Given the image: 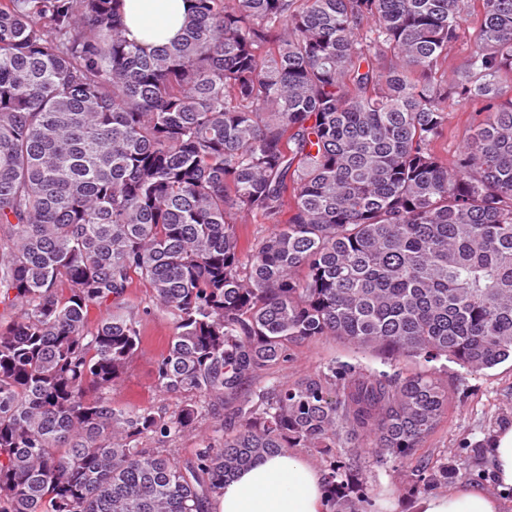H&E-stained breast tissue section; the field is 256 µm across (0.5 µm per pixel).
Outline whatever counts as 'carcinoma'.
I'll use <instances>...</instances> for the list:
<instances>
[{
    "label": "carcinoma",
    "mask_w": 512,
    "mask_h": 512,
    "mask_svg": "<svg viewBox=\"0 0 512 512\" xmlns=\"http://www.w3.org/2000/svg\"><path fill=\"white\" fill-rule=\"evenodd\" d=\"M122 2L0 0V512H213L297 447L327 458L330 512H363L339 448L423 493L463 476L415 457L448 413L429 370L243 385L324 337L512 359V0H482L443 84L468 0H192L160 47ZM452 96L480 120L448 162ZM251 217L277 228L246 243ZM136 280L152 305L125 304ZM156 308L155 388L194 401L117 406Z\"/></svg>",
    "instance_id": "carcinoma-1"
}]
</instances>
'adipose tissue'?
<instances>
[{
	"label": "adipose tissue",
	"mask_w": 512,
	"mask_h": 512,
	"mask_svg": "<svg viewBox=\"0 0 512 512\" xmlns=\"http://www.w3.org/2000/svg\"><path fill=\"white\" fill-rule=\"evenodd\" d=\"M188 0H124L122 22L128 39L160 46L183 32ZM215 512H327L320 472L301 456L266 457L228 482ZM413 512H498L495 496L470 484L446 493L420 495Z\"/></svg>",
	"instance_id": "adipose-tissue-1"
}]
</instances>
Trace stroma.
Returning <instances> with one entry per match:
<instances>
[{
  "label": "stroma",
  "mask_w": 512,
  "mask_h": 512,
  "mask_svg": "<svg viewBox=\"0 0 512 512\" xmlns=\"http://www.w3.org/2000/svg\"><path fill=\"white\" fill-rule=\"evenodd\" d=\"M478 119L472 105L449 103L448 129L437 144L442 158L453 159L469 139ZM146 338L143 354L130 363L121 386L112 399L118 405H144L172 409L186 403L183 395H162L154 387L155 362L173 334L172 324L162 311H154L141 322ZM348 364L373 373H407L412 363L392 359L380 352L364 350L332 338L308 341L293 349L287 362L261 372L255 384H293L308 374L331 365ZM436 377L448 387V414L419 448L424 458L448 457L464 461L470 481L482 484L497 496L499 512H512V494L501 495L487 469L489 442L501 429L512 426V361L472 373L456 361L442 358L433 364ZM352 474L362 480L357 495L366 499V512H410L416 494L410 478L391 465L377 464L369 453L349 455Z\"/></svg>",
  "instance_id": "stroma-1"
}]
</instances>
